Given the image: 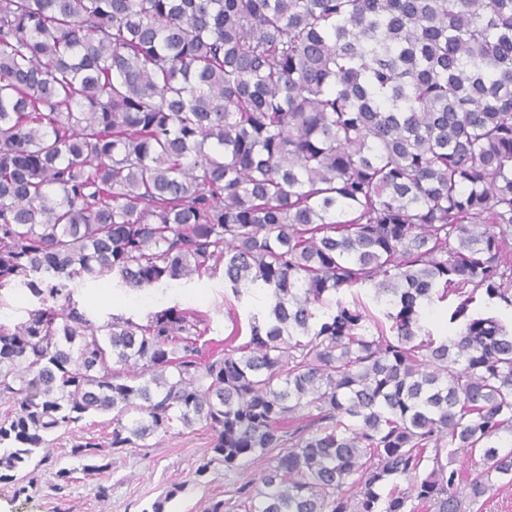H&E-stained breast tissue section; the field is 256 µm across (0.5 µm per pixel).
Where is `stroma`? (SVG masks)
Wrapping results in <instances>:
<instances>
[{
    "instance_id": "stroma-1",
    "label": "stroma",
    "mask_w": 512,
    "mask_h": 512,
    "mask_svg": "<svg viewBox=\"0 0 512 512\" xmlns=\"http://www.w3.org/2000/svg\"><path fill=\"white\" fill-rule=\"evenodd\" d=\"M72 294L99 325L115 314L142 322L149 312L170 306L195 313L209 327L205 342L217 350L223 349L233 323H247L249 315L265 305L259 290L235 298L225 289L220 273L141 291L114 279H86ZM209 441L210 434L202 425L189 429L177 425L149 438L147 447L113 454L110 470L89 475L77 471L75 460L68 455L72 433L57 431L50 437L49 461L40 466L33 486L23 490L14 482L0 483V512H145L174 486L179 492L168 501L167 512H202L208 500L229 498L232 490L253 479L260 468L259 463L248 462L228 471L215 464L204 476H197ZM59 466L75 471L73 481L60 490L54 477Z\"/></svg>"
}]
</instances>
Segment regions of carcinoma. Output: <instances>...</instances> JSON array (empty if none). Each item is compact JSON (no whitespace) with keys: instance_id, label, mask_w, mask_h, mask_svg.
I'll list each match as a JSON object with an SVG mask.
<instances>
[{"instance_id":"obj_1","label":"carcinoma","mask_w":512,"mask_h":512,"mask_svg":"<svg viewBox=\"0 0 512 512\" xmlns=\"http://www.w3.org/2000/svg\"><path fill=\"white\" fill-rule=\"evenodd\" d=\"M224 274L265 307L95 325L53 280ZM371 286L389 326L328 295ZM0 481L51 433L200 423L204 512H473L512 486V0H0ZM454 295L437 340L423 303ZM102 444L69 455L99 473ZM479 457L481 468L453 466ZM3 302L0 303V323L14 325L24 321L28 312L37 306V300L29 293L18 289L3 291Z\"/></svg>"}]
</instances>
